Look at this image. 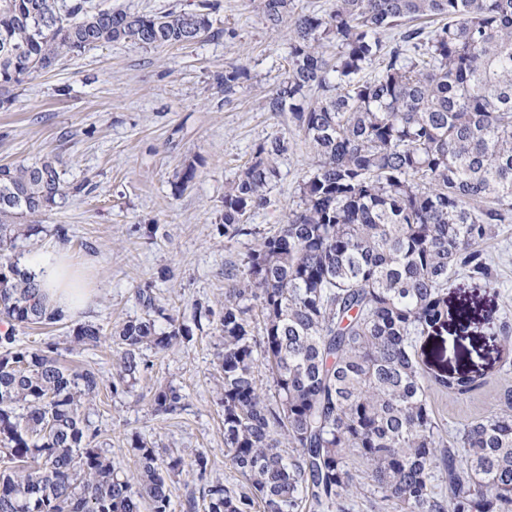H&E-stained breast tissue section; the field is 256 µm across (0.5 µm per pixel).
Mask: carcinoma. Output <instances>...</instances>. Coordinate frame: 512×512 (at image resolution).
Instances as JSON below:
<instances>
[{
	"label": "carcinoma",
	"mask_w": 512,
	"mask_h": 512,
	"mask_svg": "<svg viewBox=\"0 0 512 512\" xmlns=\"http://www.w3.org/2000/svg\"><path fill=\"white\" fill-rule=\"evenodd\" d=\"M262 2L272 25L291 22L288 77L269 109L292 114L317 162L287 223L224 293L219 401L241 481L208 483L207 512H352L358 494L374 512H512V384L496 412L450 436L431 393L463 396L479 378L430 372L417 348L448 328L456 276L497 285L482 245L512 222V0H334L326 16ZM216 7L152 16L0 0V105L66 54L191 43ZM285 150L281 138L261 144L239 171L224 234L265 206ZM66 195L52 158L0 165V512H173L169 482L205 479L207 457L163 456L138 439L135 473L122 474L97 446V373L63 366L56 342L18 343L17 328L64 320L15 251L38 231L27 220ZM136 299L144 317L112 336L115 392L140 373L143 349L190 336L156 297ZM158 317L170 331L157 332ZM102 335L81 323L67 351ZM153 406L176 413L183 395L161 386Z\"/></svg>",
	"instance_id": "1"
}]
</instances>
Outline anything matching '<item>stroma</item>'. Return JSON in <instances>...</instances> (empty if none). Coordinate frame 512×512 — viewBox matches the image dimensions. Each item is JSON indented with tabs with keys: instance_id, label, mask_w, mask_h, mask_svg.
I'll list each match as a JSON object with an SVG mask.
<instances>
[{
	"instance_id": "1",
	"label": "stroma",
	"mask_w": 512,
	"mask_h": 512,
	"mask_svg": "<svg viewBox=\"0 0 512 512\" xmlns=\"http://www.w3.org/2000/svg\"><path fill=\"white\" fill-rule=\"evenodd\" d=\"M216 2L210 31L193 43L106 44L66 55L15 87L0 106V165L58 160L70 190L38 217L41 230L25 251H48L56 227L65 226L70 260L84 270L95 296L93 309L66 324L18 330L19 342L32 348L62 344L77 324L101 325L97 346L62 357L67 366L90 367L100 377L93 420L101 448L130 473V443L139 436L188 460L204 454L208 480L235 484L239 477L224 456L216 322H203L189 341L167 351L145 349L146 367L136 381L111 388L119 352L110 334L141 316L137 292H151L164 305L167 316L156 321L160 332L173 321L192 325L197 306L221 311L249 252L285 223L316 160L290 112L268 108L288 75V24L272 28L261 0ZM234 67L247 76L228 93L224 72ZM277 137L287 149L266 206L244 221L241 233L225 234V191L256 147ZM188 164L195 177L184 185L176 174ZM484 251L497 270V286L478 288L458 276L448 290V310L468 308L466 327L452 317L447 332L419 341L431 369L481 377L467 396L436 397V413L451 431L471 415L494 412L496 388L512 381V371L503 368L512 358V337L493 339L485 329L487 321L512 318V223L501 225ZM169 385L183 395L185 407L157 414L153 394Z\"/></svg>"
}]
</instances>
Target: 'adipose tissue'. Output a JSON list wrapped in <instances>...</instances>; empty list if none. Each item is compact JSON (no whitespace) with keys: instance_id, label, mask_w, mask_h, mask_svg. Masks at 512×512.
Returning <instances> with one entry per match:
<instances>
[{"instance_id":"ef3b65f1","label":"adipose tissue","mask_w":512,"mask_h":512,"mask_svg":"<svg viewBox=\"0 0 512 512\" xmlns=\"http://www.w3.org/2000/svg\"><path fill=\"white\" fill-rule=\"evenodd\" d=\"M67 254L65 244L59 242L51 253H35L27 257L25 265L38 277L47 305L74 315L88 309L91 301L86 290L72 281L65 264Z\"/></svg>"}]
</instances>
